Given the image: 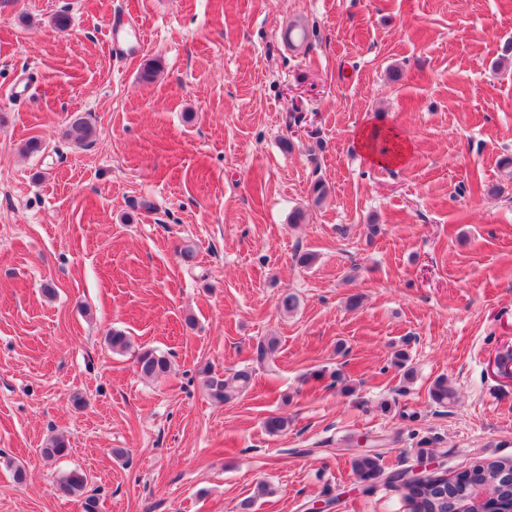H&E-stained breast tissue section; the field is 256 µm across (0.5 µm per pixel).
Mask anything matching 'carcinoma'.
Wrapping results in <instances>:
<instances>
[{"mask_svg": "<svg viewBox=\"0 0 512 512\" xmlns=\"http://www.w3.org/2000/svg\"><path fill=\"white\" fill-rule=\"evenodd\" d=\"M92 136V129L82 121H75L69 129V137L77 144H83ZM278 340L265 337L257 343L254 359L256 364L268 372L277 368ZM136 364L142 375L158 378L169 374L172 361L169 356L153 348H143L136 355ZM251 381V373L237 371L232 376L220 378L210 376L205 384L210 399L224 404L234 399L246 389ZM435 404L445 408L455 402V392L448 379L441 378L431 391ZM68 452L66 442L61 437H54L40 449V455L48 460L58 459ZM354 472L364 481H369L384 473V466L379 455H362L353 462ZM87 475L74 470L66 474L58 485V491L68 497L81 498L82 512H97L95 496L88 494ZM490 484L498 498L506 505L512 506V466L499 460H485L472 467L463 481L451 478L431 476L419 486H407L404 498L412 505L411 512H458L461 506L468 507V512H482V504L476 502V490Z\"/></svg>", "mask_w": 512, "mask_h": 512, "instance_id": "1", "label": "carcinoma"}]
</instances>
